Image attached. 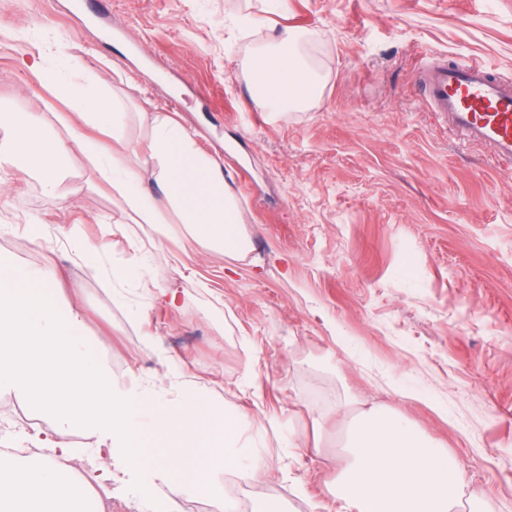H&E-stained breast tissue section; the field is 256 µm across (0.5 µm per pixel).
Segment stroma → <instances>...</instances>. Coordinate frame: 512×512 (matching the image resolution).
Here are the masks:
<instances>
[{"mask_svg": "<svg viewBox=\"0 0 512 512\" xmlns=\"http://www.w3.org/2000/svg\"><path fill=\"white\" fill-rule=\"evenodd\" d=\"M67 8L0 0V111H63L28 63L71 60V82L122 100L133 143L149 136L143 112L196 131L223 163L252 247L222 257L177 226L121 283L113 269L151 230L119 223L81 155L58 195L37 173L0 184V256L60 271L58 296L82 309L114 386L173 403L189 381L246 416L266 476L233 481L220 467L213 480L238 488L248 512H336L338 437L372 404L465 469L466 512H512V166L452 135L420 84L442 59H479L512 82V0H290L284 13L266 0H112L97 18ZM287 27L303 32L320 91L305 109L263 112L248 64ZM81 240L95 253L80 255ZM53 428L0 392V446ZM69 441L104 512L197 497L147 464L113 463L96 483L92 438L79 429ZM487 484L492 496L472 500Z\"/></svg>", "mask_w": 512, "mask_h": 512, "instance_id": "stroma-1", "label": "stroma"}]
</instances>
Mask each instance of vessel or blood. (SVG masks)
Masks as SVG:
<instances>
[{"label": "vessel or blood", "mask_w": 512, "mask_h": 512, "mask_svg": "<svg viewBox=\"0 0 512 512\" xmlns=\"http://www.w3.org/2000/svg\"><path fill=\"white\" fill-rule=\"evenodd\" d=\"M424 96L433 112L465 140L489 148L496 161L512 164V84L498 80L482 62L427 66Z\"/></svg>", "instance_id": "b4317fda"}]
</instances>
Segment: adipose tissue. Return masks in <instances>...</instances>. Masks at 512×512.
<instances>
[{
    "label": "adipose tissue",
    "instance_id": "obj_1",
    "mask_svg": "<svg viewBox=\"0 0 512 512\" xmlns=\"http://www.w3.org/2000/svg\"><path fill=\"white\" fill-rule=\"evenodd\" d=\"M296 43L293 31L284 30L275 53L262 51L250 60L251 99L259 109L301 110L317 97L318 76ZM55 93L66 106L56 115L62 132L55 137L46 136L36 113H0V183L38 171L45 192L55 193L58 163L77 153L123 217L149 225L160 237L179 224L189 240L213 252L247 256L250 242L224 169L198 150L195 131L153 113L142 165L153 169L162 187L157 196L143 188L138 169L126 159L135 147L119 102L67 82L56 83ZM58 277L52 268L35 272L0 258V390L29 397L55 424L54 437L33 434L43 449L37 459L24 462L0 452V512H99L87 482L70 466L74 451L67 437L79 427L97 437L100 480L111 479L109 462L118 454L130 466L147 463L177 475L187 489L205 491L214 512H233L210 473L216 465L265 473L264 460L247 453L255 445L246 435L249 421L193 389L172 404L116 392L86 341L82 312L60 302Z\"/></svg>",
    "mask_w": 512,
    "mask_h": 512
}]
</instances>
